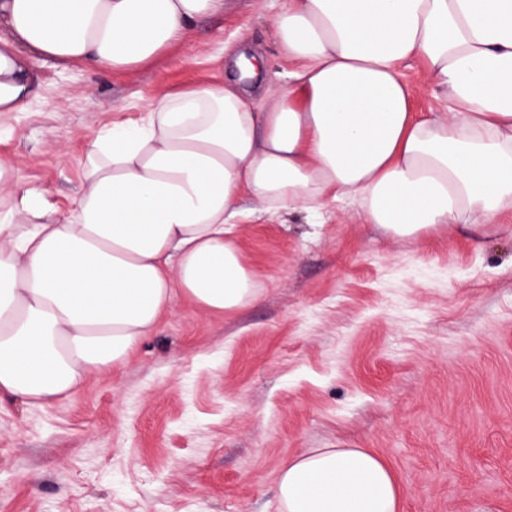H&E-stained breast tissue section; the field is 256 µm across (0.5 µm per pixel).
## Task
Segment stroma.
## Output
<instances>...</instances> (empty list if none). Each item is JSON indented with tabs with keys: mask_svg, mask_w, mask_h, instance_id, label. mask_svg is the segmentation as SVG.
Listing matches in <instances>:
<instances>
[{
	"mask_svg": "<svg viewBox=\"0 0 512 512\" xmlns=\"http://www.w3.org/2000/svg\"><path fill=\"white\" fill-rule=\"evenodd\" d=\"M280 0H225L124 74L37 61L39 96L0 120V159L70 207L102 127L223 75L222 45L288 68ZM234 243L259 298L214 314L176 298L118 368L37 408L0 401V512H282L280 466L368 448L400 512H512V217L400 238L342 200L280 211Z\"/></svg>",
	"mask_w": 512,
	"mask_h": 512,
	"instance_id": "obj_1",
	"label": "stroma"
}]
</instances>
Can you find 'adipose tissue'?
<instances>
[{"label": "adipose tissue", "mask_w": 512, "mask_h": 512, "mask_svg": "<svg viewBox=\"0 0 512 512\" xmlns=\"http://www.w3.org/2000/svg\"><path fill=\"white\" fill-rule=\"evenodd\" d=\"M224 0H0V114L37 96L30 62L149 66ZM286 88L264 65L147 102L104 127L61 213L0 161V399L43 406L123 365L175 295L211 313L259 296L232 235L247 195L320 215L355 197L397 237L512 212V0H283ZM423 58L437 109L412 110ZM285 512H399L365 448H312L280 469Z\"/></svg>", "instance_id": "1"}]
</instances>
